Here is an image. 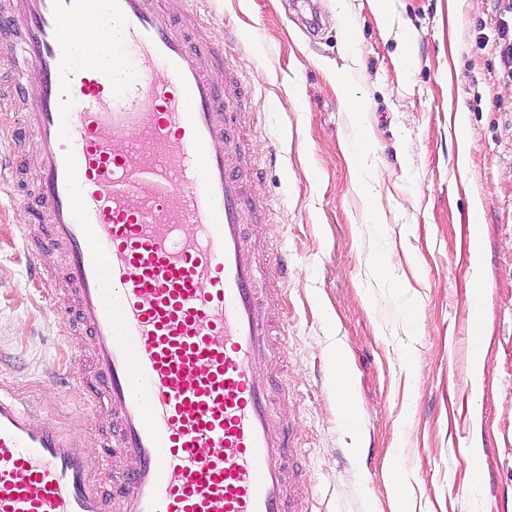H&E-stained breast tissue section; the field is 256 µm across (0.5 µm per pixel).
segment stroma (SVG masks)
<instances>
[{"instance_id": "1", "label": "stroma", "mask_w": 512, "mask_h": 512, "mask_svg": "<svg viewBox=\"0 0 512 512\" xmlns=\"http://www.w3.org/2000/svg\"><path fill=\"white\" fill-rule=\"evenodd\" d=\"M194 0L248 90L243 134L257 156L245 222L280 288L284 348L261 365L301 443L308 512H394L388 471L409 480V512H512V78L496 52L512 0ZM359 91L365 130L345 89ZM466 114L467 169L455 126ZM367 135L371 167L351 154ZM374 182L379 210L357 186ZM484 231L469 224L472 197ZM19 199L0 190V378L64 371L57 304L29 274ZM489 298L472 328L469 253ZM382 256L398 281L373 272ZM340 340L361 407L348 431L336 401ZM484 373L474 380L473 358Z\"/></svg>"}]
</instances>
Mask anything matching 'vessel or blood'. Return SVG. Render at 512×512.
Listing matches in <instances>:
<instances>
[{
  "label": "vessel or blood",
  "instance_id": "vessel-or-blood-1",
  "mask_svg": "<svg viewBox=\"0 0 512 512\" xmlns=\"http://www.w3.org/2000/svg\"><path fill=\"white\" fill-rule=\"evenodd\" d=\"M68 18L116 27L115 66L74 58ZM0 49L6 98L34 104L8 130L38 165L23 246L83 413L33 416L0 382V512H303L258 364L276 298L242 239L254 174L223 146L244 94L223 43L168 0H6Z\"/></svg>",
  "mask_w": 512,
  "mask_h": 512
}]
</instances>
